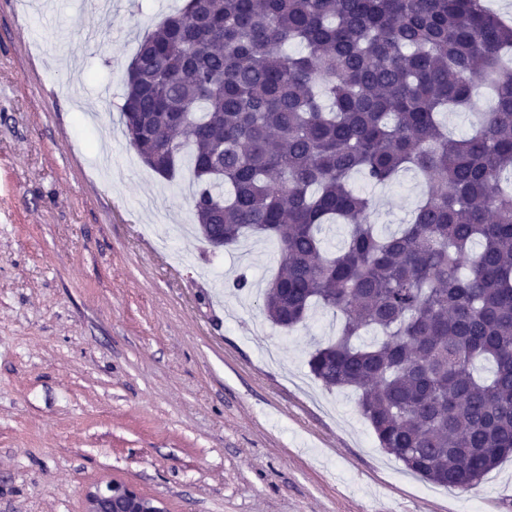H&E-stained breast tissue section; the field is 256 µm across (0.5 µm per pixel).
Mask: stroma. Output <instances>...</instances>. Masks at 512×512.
<instances>
[{"mask_svg":"<svg viewBox=\"0 0 512 512\" xmlns=\"http://www.w3.org/2000/svg\"><path fill=\"white\" fill-rule=\"evenodd\" d=\"M187 0H0V512H84L116 480L165 512H512V460L478 488L404 472L352 390L307 360L341 319L286 332L254 287L274 243L184 234L192 173L166 180L122 133L139 39ZM426 191L377 188L380 232Z\"/></svg>","mask_w":512,"mask_h":512,"instance_id":"stroma-1","label":"stroma"}]
</instances>
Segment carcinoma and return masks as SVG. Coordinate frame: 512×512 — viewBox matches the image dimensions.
Wrapping results in <instances>:
<instances>
[{
  "label": "carcinoma",
  "mask_w": 512,
  "mask_h": 512,
  "mask_svg": "<svg viewBox=\"0 0 512 512\" xmlns=\"http://www.w3.org/2000/svg\"><path fill=\"white\" fill-rule=\"evenodd\" d=\"M481 87L478 127L448 135ZM122 119L167 180L189 152L202 241L277 244L269 322L341 316L307 364L385 453L461 489L512 457V24L485 0H189L138 43ZM406 170L431 189L381 235L350 179Z\"/></svg>",
  "instance_id": "cac0c4a2"
}]
</instances>
